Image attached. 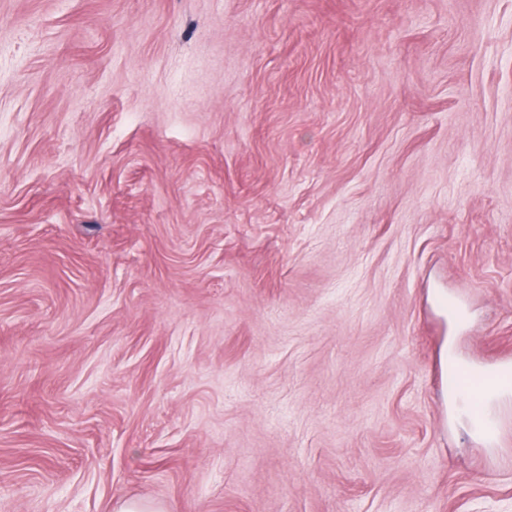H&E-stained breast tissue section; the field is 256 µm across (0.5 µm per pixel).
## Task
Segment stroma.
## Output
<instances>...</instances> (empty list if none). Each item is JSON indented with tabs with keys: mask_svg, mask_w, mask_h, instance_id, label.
Returning <instances> with one entry per match:
<instances>
[{
	"mask_svg": "<svg viewBox=\"0 0 512 512\" xmlns=\"http://www.w3.org/2000/svg\"><path fill=\"white\" fill-rule=\"evenodd\" d=\"M512 0H0V512H512Z\"/></svg>",
	"mask_w": 512,
	"mask_h": 512,
	"instance_id": "35a3bbf8",
	"label": "stroma"
}]
</instances>
